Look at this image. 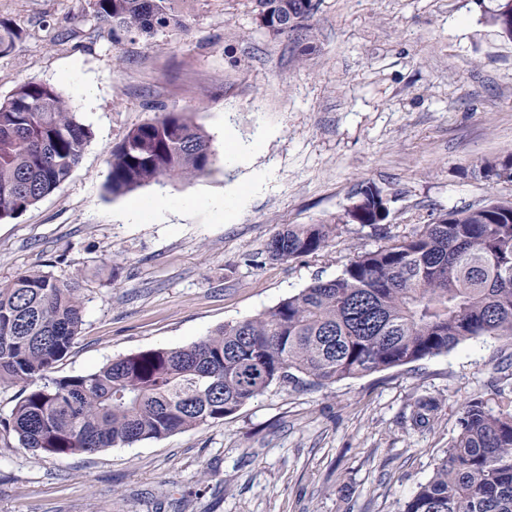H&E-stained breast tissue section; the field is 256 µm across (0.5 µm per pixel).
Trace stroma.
Listing matches in <instances>:
<instances>
[{
  "instance_id": "obj_1",
  "label": "stroma",
  "mask_w": 512,
  "mask_h": 512,
  "mask_svg": "<svg viewBox=\"0 0 512 512\" xmlns=\"http://www.w3.org/2000/svg\"><path fill=\"white\" fill-rule=\"evenodd\" d=\"M493 0H320L306 33L272 36L251 0H187L186 28L111 32L89 0H0L23 33L0 54V98L50 85L92 131L53 193L0 220V284L44 271L78 282L83 325L58 377L191 345L340 275L358 252L445 212L512 198L472 174L512 154V40L483 22ZM163 112L210 140L203 175L115 195L113 147ZM257 141L237 159L226 136ZM389 199L385 230L346 216L360 185ZM143 206L138 220L126 211ZM333 224L324 249L285 261L267 245ZM512 343L448 353L323 387L271 386L236 414L160 440L66 457L5 428L24 387L0 385V512H401L444 457L467 400ZM434 421H410L420 398Z\"/></svg>"
}]
</instances>
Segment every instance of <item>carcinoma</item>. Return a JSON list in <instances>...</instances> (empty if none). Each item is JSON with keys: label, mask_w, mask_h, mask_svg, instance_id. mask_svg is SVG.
I'll list each match as a JSON object with an SVG mask.
<instances>
[{"label": "carcinoma", "mask_w": 512, "mask_h": 512, "mask_svg": "<svg viewBox=\"0 0 512 512\" xmlns=\"http://www.w3.org/2000/svg\"><path fill=\"white\" fill-rule=\"evenodd\" d=\"M181 0H91L96 19L152 36L182 25ZM272 35L304 28L319 0H252ZM484 21L512 39V13L497 3ZM22 31L0 23V53ZM92 137L53 87L19 85L0 99V219L54 192ZM209 141L183 114L164 112L112 151L108 187L123 194L161 177L211 169ZM486 181L512 180V156L483 159ZM347 214L379 228L389 199L372 184ZM336 226L275 234L269 257L288 260L327 246ZM83 323L79 289L48 272L0 285V382L34 383L4 426L22 447L55 456L158 440L221 421L273 384L325 387L446 353L465 340L512 341V199L439 213L421 230L358 253L332 280H318L257 316L224 325L178 349H150L98 370L51 378ZM437 403L413 411L426 426ZM402 512H512V404L466 401L456 435Z\"/></svg>", "instance_id": "cac0c4a2"}]
</instances>
